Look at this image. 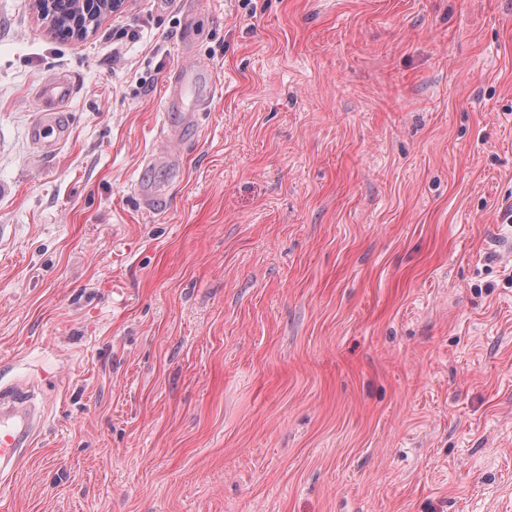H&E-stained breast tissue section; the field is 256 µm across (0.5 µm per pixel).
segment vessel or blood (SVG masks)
Wrapping results in <instances>:
<instances>
[{
  "label": "vessel or blood",
  "mask_w": 512,
  "mask_h": 512,
  "mask_svg": "<svg viewBox=\"0 0 512 512\" xmlns=\"http://www.w3.org/2000/svg\"><path fill=\"white\" fill-rule=\"evenodd\" d=\"M194 66L181 67L167 85L165 121L167 138L178 137V127L194 121L198 96L195 90ZM77 94L75 80L53 74L38 84L34 102L36 111L30 127V139L41 153L56 151L68 137L65 113ZM34 419L27 398L15 390L0 388V485L19 467L34 441Z\"/></svg>",
  "instance_id": "1"
}]
</instances>
